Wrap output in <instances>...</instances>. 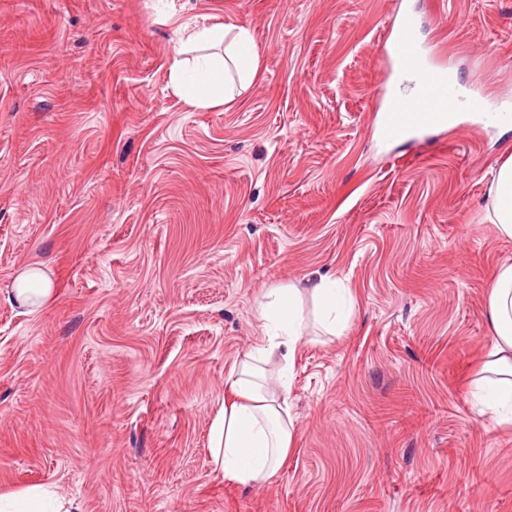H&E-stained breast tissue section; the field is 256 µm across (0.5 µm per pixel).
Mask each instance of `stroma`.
Listing matches in <instances>:
<instances>
[{
	"instance_id": "stroma-1",
	"label": "stroma",
	"mask_w": 512,
	"mask_h": 512,
	"mask_svg": "<svg viewBox=\"0 0 512 512\" xmlns=\"http://www.w3.org/2000/svg\"><path fill=\"white\" fill-rule=\"evenodd\" d=\"M463 98L512 115V0H0V493L81 512H512V425L469 383L512 261L487 219L512 125L384 142L382 32L403 14ZM246 25L260 74L201 108L182 24ZM45 269L54 299L10 294ZM329 275L289 374L270 483L212 472L211 422L262 339V293ZM306 290L317 306L319 322L325 333L336 335L337 326L343 324L346 316L347 289L338 288L335 279L322 276ZM52 498L51 492L42 485H33L26 487L18 492L0 495V510L2 512H11L3 507V502H20L23 505L21 512H46L45 502Z\"/></svg>"
}]
</instances>
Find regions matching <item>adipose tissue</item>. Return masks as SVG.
I'll use <instances>...</instances> for the list:
<instances>
[{
	"label": "adipose tissue",
	"mask_w": 512,
	"mask_h": 512,
	"mask_svg": "<svg viewBox=\"0 0 512 512\" xmlns=\"http://www.w3.org/2000/svg\"><path fill=\"white\" fill-rule=\"evenodd\" d=\"M180 58L169 79L189 102L217 106L232 100V84L248 85L260 70V52L247 27L233 24L186 25ZM490 223L512 239V158L501 163L490 182ZM314 300L319 322L335 334L346 315L347 291L323 276L309 292L288 286L269 289L259 308L263 346L235 362L224 388V402L210 427L209 464L224 480L245 487L266 482L288 460L295 423L288 410V378L269 383L263 368L272 358L292 365L304 338L303 298ZM493 346L472 383L480 393L478 412L496 423L512 422V263L498 267L487 297Z\"/></svg>",
	"instance_id": "ef3b65f1"
}]
</instances>
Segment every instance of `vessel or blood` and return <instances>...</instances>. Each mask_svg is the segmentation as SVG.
<instances>
[{"label":"vessel or blood","instance_id":"b4317fda","mask_svg":"<svg viewBox=\"0 0 512 512\" xmlns=\"http://www.w3.org/2000/svg\"><path fill=\"white\" fill-rule=\"evenodd\" d=\"M382 41L391 47L388 54L390 69L399 73H417L420 80L413 95L393 93L385 97L381 136L394 141L458 121L457 76L450 68H436L426 61L412 19L403 18L397 27L389 28Z\"/></svg>","mask_w":512,"mask_h":512}]
</instances>
